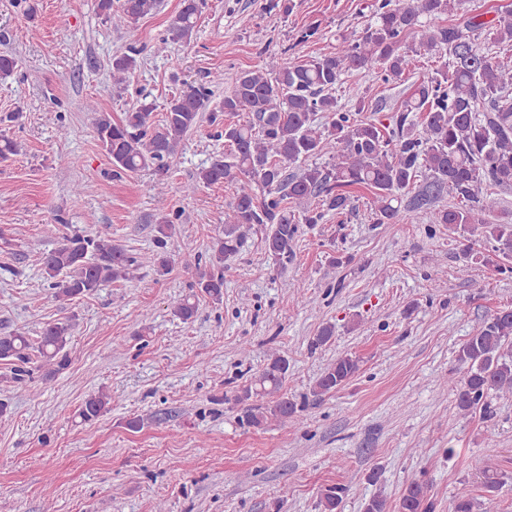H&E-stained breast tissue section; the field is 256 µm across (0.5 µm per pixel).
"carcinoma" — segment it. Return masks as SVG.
Returning a JSON list of instances; mask_svg holds the SVG:
<instances>
[{"mask_svg":"<svg viewBox=\"0 0 512 512\" xmlns=\"http://www.w3.org/2000/svg\"><path fill=\"white\" fill-rule=\"evenodd\" d=\"M467 0H377L372 21L361 35L342 37L336 52L302 64L284 62L275 73L241 71L219 111L229 118L220 136L224 155L198 171L206 185L234 187L225 213L224 230L213 244L208 264L195 267L194 287L214 302L224 297V267L238 254L256 226L268 227L265 250L281 265L293 257L301 224H320L326 215H344L352 207V190L373 195L372 221L398 224L409 213H424L429 224H446L448 232L481 236L494 242L495 266L512 261V220L496 215L498 192L512 190V13L485 21L465 12ZM159 0H98L97 9L115 29H128L157 11ZM200 0H182L171 19L168 41L191 40ZM436 59L430 76L414 84L389 125L363 116L365 98L340 103L343 77L352 71L378 69L380 80L394 83L412 71L418 57ZM136 55L112 59L117 84L137 68ZM220 76L189 85L174 96L160 123L152 106L141 104L115 122L107 112L96 113L95 130L118 173L150 168L157 180L152 188L181 193L168 181L169 161L183 137L201 122V109L212 96ZM249 120H237L240 113ZM323 121H318V118ZM328 157L327 165L306 164L313 156ZM445 193L457 199L438 205ZM314 201L298 215L288 201ZM174 221L169 215L155 225L152 260L166 266V248ZM43 233L57 239L41 253L43 274L54 294L62 298L90 295L106 283L127 280L142 262L128 255L112 238L62 232L46 224ZM192 292L173 307L183 321L196 317ZM70 325L54 323L33 339L19 329L0 335V360L11 364V380L32 376V365L46 369L43 380L71 363L67 349ZM459 376L448 381L456 392L459 412H490L489 399L512 393V308L491 315L460 346ZM288 359L274 355L235 396L242 422L261 428L270 421H298V407L282 394ZM359 370L358 359L346 354L328 364L313 387L316 397L346 384ZM108 396L89 395L78 415L91 422L106 411ZM346 486L321 495L322 512H337ZM427 488L410 483L400 497L398 512H429Z\"/></svg>","mask_w":512,"mask_h":512,"instance_id":"cac0c4a2","label":"carcinoma"}]
</instances>
